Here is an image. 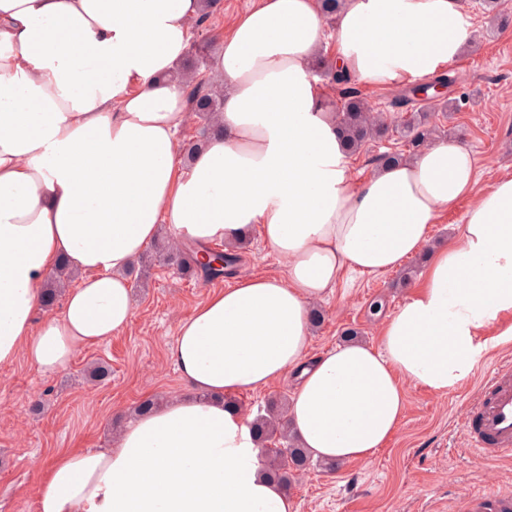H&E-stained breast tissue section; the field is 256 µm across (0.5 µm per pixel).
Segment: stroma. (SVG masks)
<instances>
[{
	"mask_svg": "<svg viewBox=\"0 0 512 512\" xmlns=\"http://www.w3.org/2000/svg\"><path fill=\"white\" fill-rule=\"evenodd\" d=\"M255 2L221 0L208 21L194 28L192 42L206 46L200 79L210 77L220 33ZM463 6L471 36L447 69L453 82L443 94L458 110L441 125L474 152L479 183L486 186L512 171V0L499 13L484 10L480 0H463ZM241 256L235 275L213 280L152 264L144 283L132 288L129 327L81 350L58 376L42 377L22 358L0 367V512H36L39 475L57 452L109 447L115 419H131L143 400L189 396L167 357L179 319L236 277L284 272L259 226L250 228ZM424 268L412 256L378 277L348 275L321 304L326 319L312 333V352L341 344L349 327L360 331L362 341L378 344L383 319L408 294L402 277L419 278ZM378 297L383 307L374 315L370 304ZM499 332L495 326L482 336L483 348L463 382L444 392L407 385L403 419L384 448L365 460L341 462L333 472L301 474L288 491L296 512H464L480 492L512 491V457L488 461L465 435L482 379L494 365L512 361V341H498ZM95 361L108 364L112 375L93 385L84 372Z\"/></svg>",
	"mask_w": 512,
	"mask_h": 512,
	"instance_id": "35a3bbf8",
	"label": "stroma"
}]
</instances>
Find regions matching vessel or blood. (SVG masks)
Segmentation results:
<instances>
[{
  "mask_svg": "<svg viewBox=\"0 0 512 512\" xmlns=\"http://www.w3.org/2000/svg\"><path fill=\"white\" fill-rule=\"evenodd\" d=\"M467 438L470 448L490 460L512 453V363L497 365L484 380L470 407ZM469 512H512V493L475 495Z\"/></svg>",
  "mask_w": 512,
  "mask_h": 512,
  "instance_id": "vessel-or-blood-1",
  "label": "vessel or blood"
}]
</instances>
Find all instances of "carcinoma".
<instances>
[{"instance_id":"carcinoma-1","label":"carcinoma","mask_w":512,"mask_h":512,"mask_svg":"<svg viewBox=\"0 0 512 512\" xmlns=\"http://www.w3.org/2000/svg\"><path fill=\"white\" fill-rule=\"evenodd\" d=\"M320 13L327 23L336 21L342 0H318ZM334 80L343 85L341 95L342 110L338 115V135L346 151L355 155L364 150L371 141H381L389 136L398 135L413 152L436 141L439 128L432 123L427 112L422 110L410 113V116L386 117L371 112L360 96L359 91L350 86V79L342 74H334ZM191 112L200 115L207 122V130L213 129V119L223 109L224 94L214 84L199 81L187 85ZM243 242L234 249L214 250V259L221 266L199 269L196 253L189 248H175L169 244L156 246L160 261L173 265L185 276L195 278L199 275L206 279H216L234 274V268L240 261L239 250ZM71 271L61 263L50 276L43 301V308L53 309L59 302L65 282ZM252 433L261 446V464L266 475L276 481L283 489L291 486L292 479L311 466L333 471L336 463L313 459L290 430L286 418V407L276 400L268 403L264 411L258 413L249 422Z\"/></svg>"}]
</instances>
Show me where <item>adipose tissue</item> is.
Listing matches in <instances>:
<instances>
[{"label":"adipose tissue","mask_w":512,"mask_h":512,"mask_svg":"<svg viewBox=\"0 0 512 512\" xmlns=\"http://www.w3.org/2000/svg\"><path fill=\"white\" fill-rule=\"evenodd\" d=\"M202 13V0H0V365L22 357L50 378L124 331L128 272L160 232L204 248L256 225L285 263L180 319L168 356L193 397L122 423L110 447L58 453L37 512H294L224 395L291 380L301 447L365 459L398 429L406 384L462 382L480 336L512 314V173L478 188L475 155L450 139L356 179L312 78L326 51L368 86L436 74L469 36L462 0H344L328 45L317 0H259L224 32L223 110L186 169L192 114L172 75ZM465 197L457 233L432 247L431 224ZM421 252L379 345L311 354L310 311L344 273ZM62 261L80 284L42 312Z\"/></svg>","instance_id":"adipose-tissue-1"}]
</instances>
